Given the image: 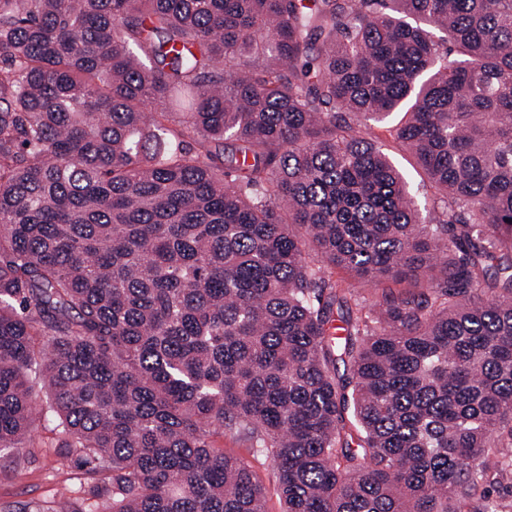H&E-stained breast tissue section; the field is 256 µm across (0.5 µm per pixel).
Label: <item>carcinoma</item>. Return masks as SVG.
Returning <instances> with one entry per match:
<instances>
[{"label": "carcinoma", "mask_w": 512, "mask_h": 512, "mask_svg": "<svg viewBox=\"0 0 512 512\" xmlns=\"http://www.w3.org/2000/svg\"><path fill=\"white\" fill-rule=\"evenodd\" d=\"M40 386L89 512H512V0H0V449ZM372 132L373 137H376L374 139L377 140L378 144L381 145L383 150L389 154H392L400 166L405 170L408 178L412 183L414 193L419 197L425 196L432 198L434 190L426 182H424L420 174H418V172L410 164V159L403 155L397 145L393 142L392 138L389 136V133L386 132V129L381 127H374ZM256 469L265 489L267 512H281L282 505L275 483L270 476V468L267 465L261 466L258 464Z\"/></svg>", "instance_id": "carcinoma-1"}]
</instances>
